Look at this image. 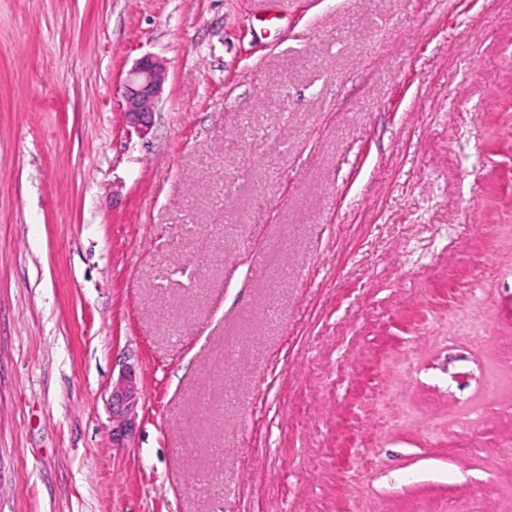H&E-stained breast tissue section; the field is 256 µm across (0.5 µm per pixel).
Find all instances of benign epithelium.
Here are the masks:
<instances>
[{"label":"benign epithelium","instance_id":"benign-epithelium-1","mask_svg":"<svg viewBox=\"0 0 512 512\" xmlns=\"http://www.w3.org/2000/svg\"><path fill=\"white\" fill-rule=\"evenodd\" d=\"M165 69L158 58H140L123 81V100L128 122L145 132L151 125L156 103L163 91ZM139 396L131 371L112 383V439L129 436L135 427Z\"/></svg>","mask_w":512,"mask_h":512}]
</instances>
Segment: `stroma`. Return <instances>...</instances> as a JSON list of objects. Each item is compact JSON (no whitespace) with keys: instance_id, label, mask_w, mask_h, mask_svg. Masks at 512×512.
Listing matches in <instances>:
<instances>
[{"instance_id":"obj_1","label":"stroma","mask_w":512,"mask_h":512,"mask_svg":"<svg viewBox=\"0 0 512 512\" xmlns=\"http://www.w3.org/2000/svg\"><path fill=\"white\" fill-rule=\"evenodd\" d=\"M0 512H512V0H0ZM164 81L163 63L151 55L140 58L123 81L124 112L128 122L140 132L151 125ZM139 396L131 370L112 382V439L128 437L135 427Z\"/></svg>"}]
</instances>
